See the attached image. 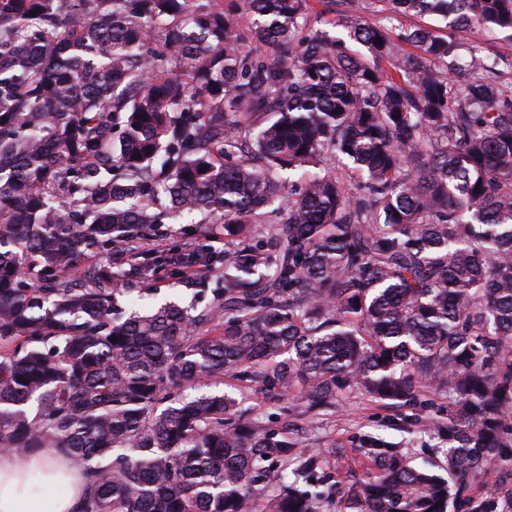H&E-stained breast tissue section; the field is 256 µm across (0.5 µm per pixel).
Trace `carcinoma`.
Listing matches in <instances>:
<instances>
[{
  "label": "carcinoma",
  "mask_w": 512,
  "mask_h": 512,
  "mask_svg": "<svg viewBox=\"0 0 512 512\" xmlns=\"http://www.w3.org/2000/svg\"><path fill=\"white\" fill-rule=\"evenodd\" d=\"M389 2L447 33L404 30L414 56L309 0H0V454L60 453L75 512L512 501V95L479 45L452 80L455 33L512 38V0ZM195 212L224 251L201 227L133 257ZM169 266L215 277L207 312L119 306ZM357 396L442 446L366 435L336 486L335 448L260 421ZM201 226H208L217 229V236L208 242L217 250L224 251V229L221 224H162L158 235H154L150 243L159 244L158 250H167L183 242L190 241L194 236V232Z\"/></svg>",
  "instance_id": "cac0c4a2"
}]
</instances>
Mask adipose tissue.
<instances>
[{
  "mask_svg": "<svg viewBox=\"0 0 512 512\" xmlns=\"http://www.w3.org/2000/svg\"><path fill=\"white\" fill-rule=\"evenodd\" d=\"M61 463V457L49 451L25 463L0 455V512H37L40 495L32 491L29 473L37 469L55 470Z\"/></svg>",
  "mask_w": 512,
  "mask_h": 512,
  "instance_id": "adipose-tissue-1",
  "label": "adipose tissue"
}]
</instances>
